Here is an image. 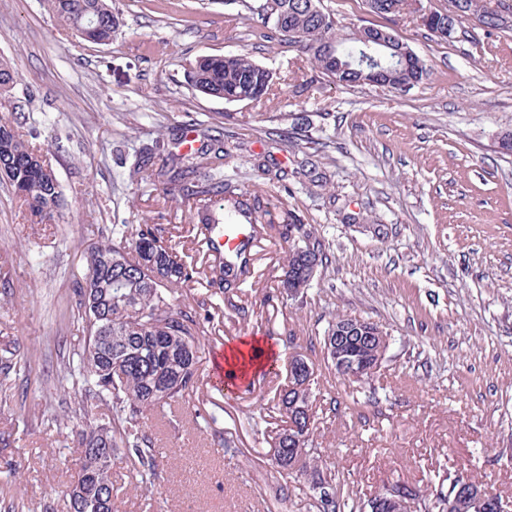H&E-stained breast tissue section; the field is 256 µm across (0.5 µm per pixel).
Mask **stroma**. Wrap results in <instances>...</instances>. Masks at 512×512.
I'll return each instance as SVG.
<instances>
[{
    "label": "stroma",
    "instance_id": "stroma-1",
    "mask_svg": "<svg viewBox=\"0 0 512 512\" xmlns=\"http://www.w3.org/2000/svg\"><path fill=\"white\" fill-rule=\"evenodd\" d=\"M113 5L124 25L102 45L61 30L43 0H0V59L18 73L0 116L35 136L64 197L59 223L26 224L0 185V349L30 361L0 401V512L60 510L78 477L68 433L100 414L59 383L85 344L68 319L81 253L110 224H165L174 242L192 239L189 207L128 175L136 152L173 148L189 120L223 133L225 176L295 211L327 258L292 297L280 286L284 244L254 241L247 277L212 299L197 398L147 421L157 478L141 486L130 463H113L112 512H308L310 482L276 478L271 448L289 335L317 368L314 438L350 500L399 481L420 493L411 512H439L431 490L463 471L512 512V155L498 147L512 129V30L489 35L471 19L444 40L409 14L320 0L343 32L384 25L424 61L428 77L402 92L328 81L299 48L259 38L234 0ZM243 52L273 71L268 99L228 104L185 84L198 57ZM341 316L388 334L369 380L331 373L309 348ZM254 337L275 353L268 374L213 386L214 345ZM216 429L230 448L211 447Z\"/></svg>",
    "mask_w": 512,
    "mask_h": 512
}]
</instances>
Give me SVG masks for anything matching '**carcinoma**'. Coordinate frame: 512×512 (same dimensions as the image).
<instances>
[{
	"mask_svg": "<svg viewBox=\"0 0 512 512\" xmlns=\"http://www.w3.org/2000/svg\"><path fill=\"white\" fill-rule=\"evenodd\" d=\"M48 9L65 29L81 31L86 40L108 44L123 26L122 17L112 8V0H45ZM309 0H261L258 5L243 0V7L267 28L266 39L286 42L303 50L313 66L339 84H357L356 71L368 69L359 59L368 53L387 73L399 68L409 81H422L428 75L423 60L402 61L388 47L364 43L362 31L345 38L328 13H311ZM370 12L396 16L408 12L414 0H365ZM451 10L431 12L432 25L448 24V35L474 17L493 32L511 28L512 18L504 19L488 6L487 0H450ZM17 72L0 62V94L12 90ZM194 90L216 97L259 102L272 90L274 75L264 70L249 54L202 56L184 71ZM224 144L218 139L198 149L192 148L171 161L154 165L143 157L133 166L138 181L163 185L164 192L184 203L196 204L197 231L205 248L211 235L224 223V214L240 216L253 225V233L276 232L287 244L282 287L301 291L310 284L316 268L326 258L324 245L312 227L292 211L277 216L269 203L250 196L238 186L224 181ZM11 187L26 224H57L61 190L47 156L13 123L0 118V183ZM85 270L77 282V300L72 320L82 325L87 340L76 353L77 360L66 366L62 387L94 400L102 407L100 417L76 427L79 469L86 474L70 488L67 512H104L106 496L112 490V468L99 462L98 448L110 442L112 460H127L141 479L156 474L157 439L144 425L148 413L175 402L192 401L199 390L197 375L200 337L208 334V306L211 296L224 293L250 270V248L234 258H211L210 296L187 293L183 302L173 303V289L194 282L198 271L184 261L172 245L165 224H114L111 238L90 247L85 253ZM338 321L329 323L320 339L323 359L336 368L333 345ZM366 339L356 333L344 338L346 349L357 355L354 378L362 381L373 374L379 337L386 332L369 326ZM26 367L17 351H0V386ZM302 384L297 364L289 369L288 384L278 395L276 407L294 424L306 423V398L299 397ZM302 431L285 429L274 442V461L280 474L298 470L311 476L319 489L310 507L316 512H409V503L419 492L405 486L398 504L372 497L358 505L336 493V471L319 465L320 454L314 433L304 440Z\"/></svg>",
	"mask_w": 512,
	"mask_h": 512,
	"instance_id": "obj_1",
	"label": "carcinoma"
}]
</instances>
